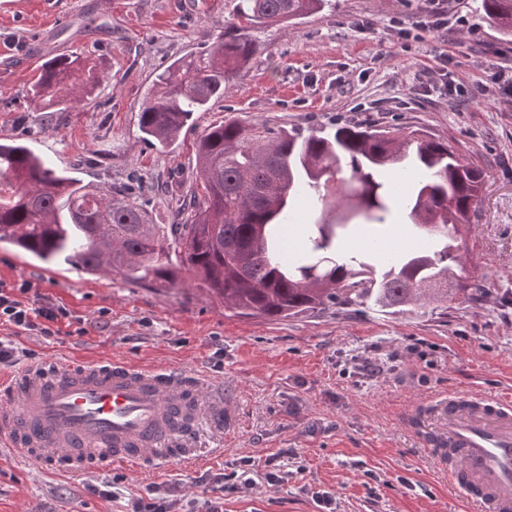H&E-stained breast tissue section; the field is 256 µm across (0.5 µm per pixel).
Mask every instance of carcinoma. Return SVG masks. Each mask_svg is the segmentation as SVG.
Instances as JSON below:
<instances>
[{"label":"carcinoma","mask_w":512,"mask_h":512,"mask_svg":"<svg viewBox=\"0 0 512 512\" xmlns=\"http://www.w3.org/2000/svg\"><path fill=\"white\" fill-rule=\"evenodd\" d=\"M327 0H242L224 34L197 57L178 59L153 85L140 113L145 139L168 147L193 113L231 89L256 51L254 32L305 18ZM487 19L512 36V0H482ZM94 67L78 56L55 59L32 86L35 107L64 112L92 93ZM193 212L165 231L128 190L102 193L35 155L24 144L0 143V244L45 263L61 258L88 273L116 272L140 283L176 284L172 257L240 317L284 319L371 299L393 313L444 305L475 288L466 266L468 224L484 181L483 169L446 143L417 130L340 125L331 134L263 136L238 122L205 130L196 142ZM415 169L420 179L396 201L384 173ZM340 210L320 218L299 247L289 245L296 207ZM417 236L456 241L378 259L376 248L342 252L350 223L387 226L395 205Z\"/></svg>","instance_id":"1"}]
</instances>
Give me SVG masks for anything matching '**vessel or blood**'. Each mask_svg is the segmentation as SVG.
I'll return each mask as SVG.
<instances>
[{"mask_svg":"<svg viewBox=\"0 0 512 512\" xmlns=\"http://www.w3.org/2000/svg\"><path fill=\"white\" fill-rule=\"evenodd\" d=\"M440 410L439 464L449 481L477 512H512V399L452 393ZM177 417L232 419L217 391L174 367L105 358L0 381V441L69 472L189 463V434L174 426Z\"/></svg>","mask_w":512,"mask_h":512,"instance_id":"b4317fda","label":"vessel or blood"}]
</instances>
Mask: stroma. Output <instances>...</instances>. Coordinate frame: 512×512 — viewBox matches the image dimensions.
Returning <instances> with one entry per match:
<instances>
[{"label": "stroma", "mask_w": 512, "mask_h": 512, "mask_svg": "<svg viewBox=\"0 0 512 512\" xmlns=\"http://www.w3.org/2000/svg\"><path fill=\"white\" fill-rule=\"evenodd\" d=\"M240 0H0V142L17 140L77 170L100 189L130 182L152 223L175 224L194 189V143L204 130L238 121L257 131L334 132L337 125L420 128L478 162L484 186L467 237L476 287L447 309L391 314L373 301L271 321L231 314L219 297L179 274L176 286L141 285L117 274L47 265L0 244V281H32L26 303L65 306L88 332L21 335L31 364L109 356L172 366L223 386L230 426L201 424L195 458L168 470L125 465L83 474L48 469L0 445V512H126L149 485H180L175 512L224 499V512H471L431 448L434 403L449 391L512 396V104L479 87L500 80L493 50L512 37L485 17L481 0H455L448 25L396 39L420 0H331L287 26L256 32L257 51L233 89L195 113L162 149L140 131L157 74L203 52ZM459 86L425 87L440 54ZM78 55L95 64L94 92L64 116L37 112L31 86L43 63ZM282 479L263 478L281 450ZM251 467H244V460ZM249 473L222 494L212 478ZM110 496H100V489Z\"/></svg>", "instance_id": "35a3bbf8"}]
</instances>
